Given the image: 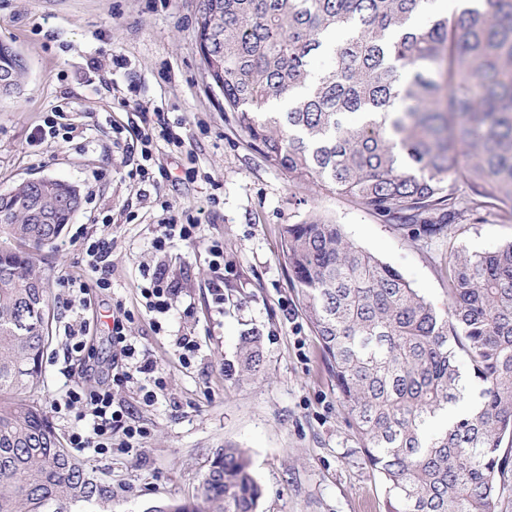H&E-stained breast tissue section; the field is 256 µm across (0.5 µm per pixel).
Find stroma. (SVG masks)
Wrapping results in <instances>:
<instances>
[{"instance_id":"obj_1","label":"stroma","mask_w":512,"mask_h":512,"mask_svg":"<svg viewBox=\"0 0 512 512\" xmlns=\"http://www.w3.org/2000/svg\"><path fill=\"white\" fill-rule=\"evenodd\" d=\"M198 0H0V42L24 58L20 90L0 98V194L29 178L76 185L81 206L54 248L35 256L51 279L84 267L92 237L108 250L112 287L91 294L94 365L68 358L72 314L49 290L52 341L42 382L30 398L48 409L61 441L75 425L51 412L68 386H99L123 358L108 313L133 314L127 334L137 357L157 360L165 388L145 405L139 382L112 389L143 447L77 458L113 490L101 512H145L159 500L196 495L216 452H245L263 488L257 512H384L385 488L367 461L305 309L288 274L281 227L313 216L397 269L436 307L448 301L441 275L448 249L493 250L512 242V214L493 211L427 237L378 219L351 199L299 186L269 166L237 128L204 77L196 37ZM149 113L150 161L140 155L141 115ZM185 136L183 146L169 133ZM144 176L129 179L137 164ZM201 216L202 245L152 247L163 210ZM224 245L234 276L223 304L205 244ZM164 268L176 289L168 313L148 311L145 272ZM263 338L256 377L237 371L240 336ZM198 349L191 364L174 354L178 337Z\"/></svg>"}]
</instances>
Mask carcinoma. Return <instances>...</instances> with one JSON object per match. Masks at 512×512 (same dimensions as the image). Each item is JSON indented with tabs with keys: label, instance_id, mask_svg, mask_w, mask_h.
<instances>
[{
	"label": "carcinoma",
	"instance_id": "1",
	"mask_svg": "<svg viewBox=\"0 0 512 512\" xmlns=\"http://www.w3.org/2000/svg\"><path fill=\"white\" fill-rule=\"evenodd\" d=\"M428 2L198 0L203 73L292 182L389 224L450 233L512 209V0H470L416 30ZM26 72L0 42L12 80L0 96ZM73 196L63 180L21 182L0 224V512H96L112 500L26 398L51 341L49 276L33 251L49 225L70 223ZM282 241L386 512H497L512 456V243L450 250L438 310L339 224H285ZM260 346L257 333L240 337L241 371L260 372ZM262 496L249 458L226 446L195 497L145 512H257Z\"/></svg>",
	"mask_w": 512,
	"mask_h": 512
}]
</instances>
